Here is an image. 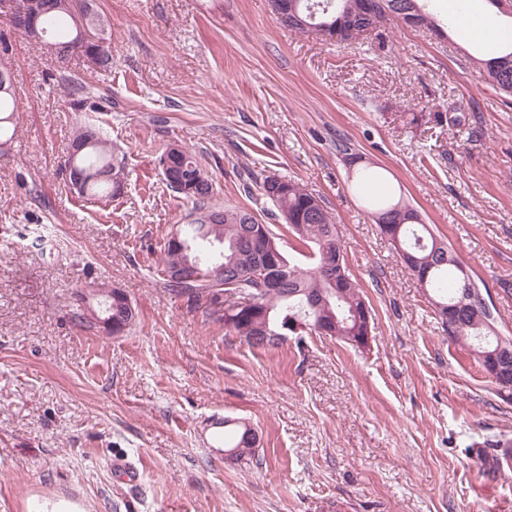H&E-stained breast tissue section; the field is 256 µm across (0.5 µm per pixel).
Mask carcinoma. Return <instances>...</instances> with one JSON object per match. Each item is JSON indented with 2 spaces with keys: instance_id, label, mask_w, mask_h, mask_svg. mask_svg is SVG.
Segmentation results:
<instances>
[{
  "instance_id": "cac0c4a2",
  "label": "carcinoma",
  "mask_w": 512,
  "mask_h": 512,
  "mask_svg": "<svg viewBox=\"0 0 512 512\" xmlns=\"http://www.w3.org/2000/svg\"><path fill=\"white\" fill-rule=\"evenodd\" d=\"M389 13L384 19L405 23L420 12L426 28L438 33L433 14L425 9L423 0H385ZM288 14L297 15L303 23L279 22L296 31L337 24L340 19L359 20L367 10L366 0H286ZM46 38L70 49L78 38V29L68 9L56 7L46 16ZM484 82L499 93L512 97V42L489 57L471 58ZM17 105L13 82L0 90V146L10 143L15 135ZM73 142L85 144L79 153L65 162L68 169L94 173L112 168V179H92L83 183L78 195L86 199L118 198L124 193L123 161L114 155L112 147L91 127L76 131ZM176 165L192 175L194 191L179 192L192 202L193 208L185 224L177 225L172 238L164 245V274L183 264L181 272L193 283L167 281L170 291L201 308L217 324L233 320L231 332L247 339L262 334L267 342L252 345L254 349H269L287 342L291 331L286 329L294 316L328 327L327 335L351 343L365 335L364 324L351 318V310L369 307L360 284L347 269L344 248L337 225L319 197L298 183L275 175L263 179L262 195L278 210L292 235L293 253L285 256L288 266L269 271L261 280L244 278L248 269L257 264V250L270 244L279 245L270 225L259 222L256 214L243 207L211 204L213 180L188 150H181ZM373 223L387 234L392 247L415 256L420 264L416 279L421 287L434 294L432 303L448 338L472 348L480 366L491 373L485 354L501 350L512 353V336L496 330L494 306L486 304L487 288L471 281L470 293L463 294V275L459 257L430 225L422 222L418 211L403 197L387 196L370 203ZM224 448L236 463H251L261 468L259 440L247 438V424L224 419Z\"/></svg>"
}]
</instances>
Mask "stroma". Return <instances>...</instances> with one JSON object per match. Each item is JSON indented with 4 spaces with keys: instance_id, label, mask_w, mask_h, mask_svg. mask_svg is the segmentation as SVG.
<instances>
[{
    "instance_id": "stroma-1",
    "label": "stroma",
    "mask_w": 512,
    "mask_h": 512,
    "mask_svg": "<svg viewBox=\"0 0 512 512\" xmlns=\"http://www.w3.org/2000/svg\"><path fill=\"white\" fill-rule=\"evenodd\" d=\"M430 7L445 39L387 21L336 43L281 25L270 0H96L106 71L80 56L59 70L0 19L18 100L0 152V512H512V400L449 341L336 150L349 140L401 189L512 333V99L471 65L482 44L448 0ZM85 126L124 159L119 198L68 186ZM172 143L197 155L215 206L271 223L269 175L321 198L373 309L368 349H254L168 290L164 242L191 209L161 175ZM112 286L134 325L79 326L80 294ZM217 416L258 430L263 469L226 459ZM119 455L139 483L111 471Z\"/></svg>"
}]
</instances>
